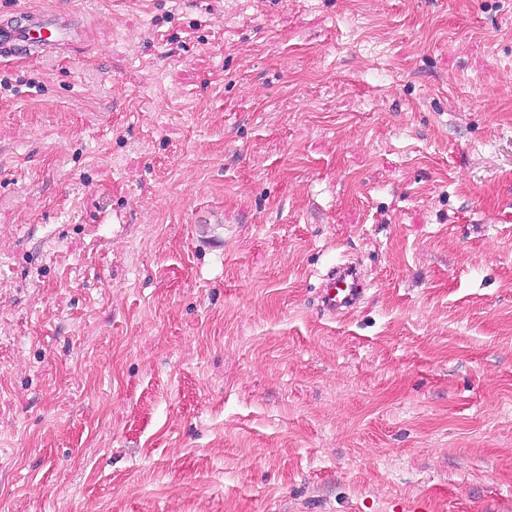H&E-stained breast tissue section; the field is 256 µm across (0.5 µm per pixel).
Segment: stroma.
<instances>
[{
    "mask_svg": "<svg viewBox=\"0 0 512 512\" xmlns=\"http://www.w3.org/2000/svg\"><path fill=\"white\" fill-rule=\"evenodd\" d=\"M24 7L0 512H512V0ZM20 23L0 24V63L27 60L35 43L51 46L69 37L68 17L58 11L21 10ZM345 266L347 265L336 266L328 272L322 288L318 291L319 308L333 317H336V311H349L356 307L366 290L365 283L357 269L352 266L353 277L351 282L346 283L344 281L345 278L340 272Z\"/></svg>",
    "mask_w": 512,
    "mask_h": 512,
    "instance_id": "stroma-1",
    "label": "stroma"
}]
</instances>
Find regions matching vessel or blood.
Returning a JSON list of instances; mask_svg holds the SVG:
<instances>
[{
	"instance_id": "b4317fda",
	"label": "vessel or blood",
	"mask_w": 512,
	"mask_h": 512,
	"mask_svg": "<svg viewBox=\"0 0 512 512\" xmlns=\"http://www.w3.org/2000/svg\"><path fill=\"white\" fill-rule=\"evenodd\" d=\"M20 16V22L0 24V60L27 59L34 44L51 46L69 36L68 18L61 12L24 10ZM364 293L365 284L360 275L347 280L335 268L327 273L318 291V306L330 315L347 311L356 307Z\"/></svg>"
}]
</instances>
